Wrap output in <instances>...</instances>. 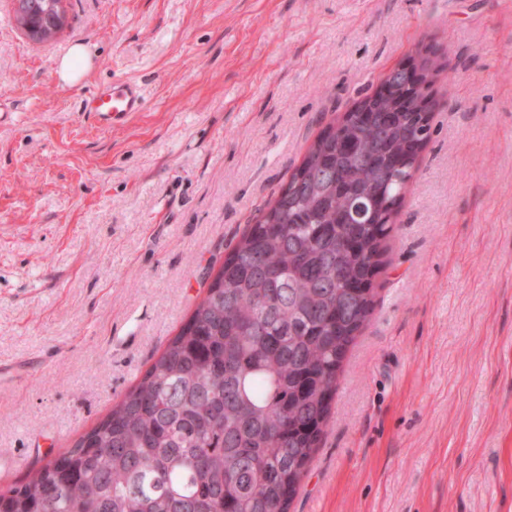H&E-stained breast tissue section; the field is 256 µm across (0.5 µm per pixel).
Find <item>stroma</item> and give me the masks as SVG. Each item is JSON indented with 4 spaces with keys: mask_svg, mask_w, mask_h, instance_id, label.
Returning <instances> with one entry per match:
<instances>
[{
    "mask_svg": "<svg viewBox=\"0 0 512 512\" xmlns=\"http://www.w3.org/2000/svg\"><path fill=\"white\" fill-rule=\"evenodd\" d=\"M0 0V490L89 432L308 146L431 48V140L289 512H512V0ZM90 69L57 63L74 44ZM116 80L142 111L82 105ZM89 66V56L86 48L77 44L72 47L68 55L61 59L59 73L64 81L74 83L82 78ZM144 96L139 84L114 82L91 93L84 100L83 112L112 124L114 121L142 110Z\"/></svg>",
    "mask_w": 512,
    "mask_h": 512,
    "instance_id": "1",
    "label": "stroma"
}]
</instances>
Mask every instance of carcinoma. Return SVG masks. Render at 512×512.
I'll list each match as a JSON object with an SVG mask.
<instances>
[{"label": "carcinoma", "mask_w": 512, "mask_h": 512, "mask_svg": "<svg viewBox=\"0 0 512 512\" xmlns=\"http://www.w3.org/2000/svg\"><path fill=\"white\" fill-rule=\"evenodd\" d=\"M52 22L33 0L28 23ZM309 147L150 369L0 512H289L430 119L371 95Z\"/></svg>", "instance_id": "1"}]
</instances>
